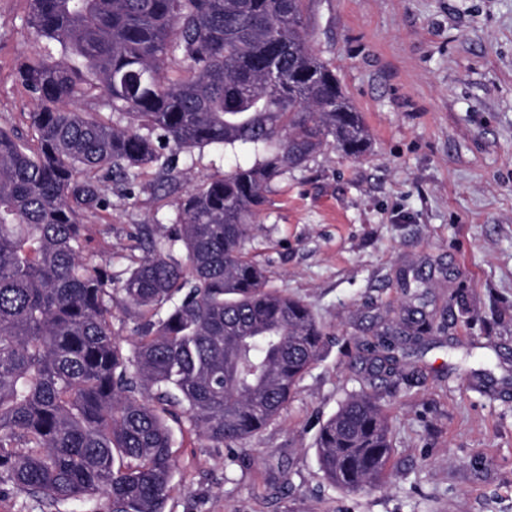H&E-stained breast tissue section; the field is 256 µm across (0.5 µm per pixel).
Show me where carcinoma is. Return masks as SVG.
I'll list each match as a JSON object with an SVG mask.
<instances>
[{
    "label": "carcinoma",
    "mask_w": 512,
    "mask_h": 512,
    "mask_svg": "<svg viewBox=\"0 0 512 512\" xmlns=\"http://www.w3.org/2000/svg\"><path fill=\"white\" fill-rule=\"evenodd\" d=\"M45 41L19 82L39 100L31 137L0 126V482L48 506L165 512L171 417L232 449L281 414L326 351L304 301L272 288L247 249L274 180L326 146L359 158L361 113L311 47V0H28ZM96 93L99 111L79 103ZM224 148L230 170L190 185L162 238L137 237L120 276L85 255L106 211L162 163ZM143 321L130 352L112 308ZM416 339L425 314L393 326ZM379 369L400 375L396 345ZM379 397L323 422L316 458L345 494L386 484Z\"/></svg>",
    "instance_id": "carcinoma-1"
}]
</instances>
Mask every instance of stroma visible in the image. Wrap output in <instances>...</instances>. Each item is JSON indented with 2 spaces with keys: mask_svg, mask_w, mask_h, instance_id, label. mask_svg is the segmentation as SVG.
Listing matches in <instances>:
<instances>
[{
  "mask_svg": "<svg viewBox=\"0 0 512 512\" xmlns=\"http://www.w3.org/2000/svg\"><path fill=\"white\" fill-rule=\"evenodd\" d=\"M27 0H0V124L38 107L16 78L35 35ZM313 47L361 112L355 160L327 147L278 179L254 230L271 287L324 323L323 359L279 418L235 451L172 423L165 512H512V0H314ZM157 168L132 197L85 215L88 252L121 273L141 224L162 234L188 180L223 176L224 151ZM424 308L404 380L374 376L369 345ZM376 389L392 425L385 487L346 495L319 470L322 423Z\"/></svg>",
  "mask_w": 512,
  "mask_h": 512,
  "instance_id": "stroma-1",
  "label": "stroma"
}]
</instances>
